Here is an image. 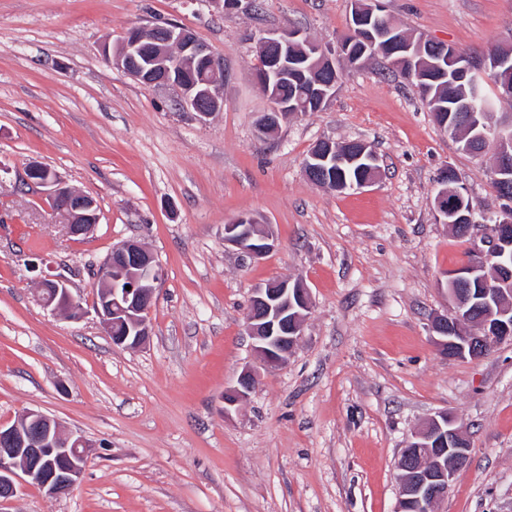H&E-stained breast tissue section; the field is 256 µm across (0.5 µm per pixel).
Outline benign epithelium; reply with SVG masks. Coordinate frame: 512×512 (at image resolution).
<instances>
[{
  "instance_id": "1",
  "label": "benign epithelium",
  "mask_w": 512,
  "mask_h": 512,
  "mask_svg": "<svg viewBox=\"0 0 512 512\" xmlns=\"http://www.w3.org/2000/svg\"><path fill=\"white\" fill-rule=\"evenodd\" d=\"M385 14L382 0H354L353 23L337 46V54L351 52L349 37L363 31L362 25L371 16ZM391 39L375 37L367 32L365 47L356 60L366 56H380L406 67L412 77L421 72L425 47L431 40L409 37L398 28L390 30ZM440 47L438 61L432 66L447 71L442 61L455 66L458 73L469 76L475 86L491 74L498 78V92L502 98H512V66L497 53L473 55L446 43ZM258 64L255 70L257 84L272 100V109L263 113L256 124V132L263 136L271 132L282 115L298 113L294 103L282 101L271 93V76L291 75L309 86L314 93V104L322 109L336 90L338 73L333 55L319 45L301 36L297 30L281 33H263L257 39ZM205 65L201 77L187 82L183 73L194 64ZM112 64L123 69L136 81L146 86L174 85L181 91L178 106L192 111L205 120L220 108L224 99L223 58L200 42L189 30L169 24L156 27L129 29L112 56ZM465 118L470 140L495 145L496 171L512 173V135L498 129L494 137L485 134L488 126L484 118L488 109L467 99L459 105ZM366 162L378 172L379 157L367 144L350 152L341 145L323 141L311 151L304 162L307 177L314 184L327 189L334 185L324 178L331 166ZM450 168L439 176L441 189L434 199L437 217L448 223V211L454 202L448 201ZM28 179L48 188L53 210L67 221L68 233L80 236L89 233L99 222L95 201L64 184L60 177L40 165H30ZM501 212L491 230L474 233V226L465 229L471 238V248L477 261L449 276L452 283H472L478 280L482 288L477 292L448 290L449 313L432 320V332L437 346L455 359H479L484 356L486 340L512 341V268L503 257L512 249V199L501 198ZM224 243L238 249L244 256L257 259L275 248L271 234L258 232L247 217H239L224 225ZM494 262L499 270L498 282L491 285L479 275L487 263ZM162 276L157 257L140 242L129 239L114 246L112 253L100 266L96 283L94 309L112 344L133 349L144 345L151 335V312L154 303V283ZM131 289H126V286ZM40 300L53 311H65L79 317L82 307L67 284L45 279L41 283ZM312 302L308 288L299 280L282 279L270 282L252 291L245 326L253 340L256 356L268 367L287 363L311 313ZM254 385L252 370L245 367L235 383L224 389V414L247 401ZM92 444L81 436L65 434L59 424L46 415L29 410L16 422L6 426L0 423V503L16 495L18 488L37 484L49 496H62L76 484L83 472ZM470 445L467 430L455 417L439 412L427 418L402 449L398 461V512H442L455 472L469 460Z\"/></svg>"
}]
</instances>
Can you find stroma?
<instances>
[{
  "label": "stroma",
  "instance_id": "35a3bbf8",
  "mask_svg": "<svg viewBox=\"0 0 512 512\" xmlns=\"http://www.w3.org/2000/svg\"><path fill=\"white\" fill-rule=\"evenodd\" d=\"M413 36L464 50L512 49V0H383ZM352 0H0V422L38 410L92 449L60 497L25 486L0 512H396L397 463L438 412L467 427L470 460L443 512H512V341L483 358L441 354L447 275L469 245L439 223L452 167L476 221L499 208L493 150H459L416 89L375 56L338 60L318 112L255 134L270 110L253 39L295 28L324 47L350 28ZM176 23L224 60V102L201 120L172 86L108 63L132 27ZM322 140L379 156L369 187L336 193L303 163ZM39 163L92 197L100 220L68 236ZM273 233L259 259L224 242L239 216ZM138 240L163 268L149 341L113 345L94 309L98 267ZM80 297L75 320L39 300L42 279ZM299 279L312 312L288 362L258 363L244 328L253 288ZM249 399L223 414L244 365ZM452 168H444L439 176V183L442 186V188L438 191L435 199H434V208L437 212V217L439 221H442L443 223L447 224L448 220H453L452 216H448V211L451 210L455 203L453 200L451 202H448V198L451 199L453 195L448 196V187L453 184V181L451 180V177L448 176V172ZM444 178H447V181H444Z\"/></svg>",
  "mask_w": 512,
  "mask_h": 512
}]
</instances>
